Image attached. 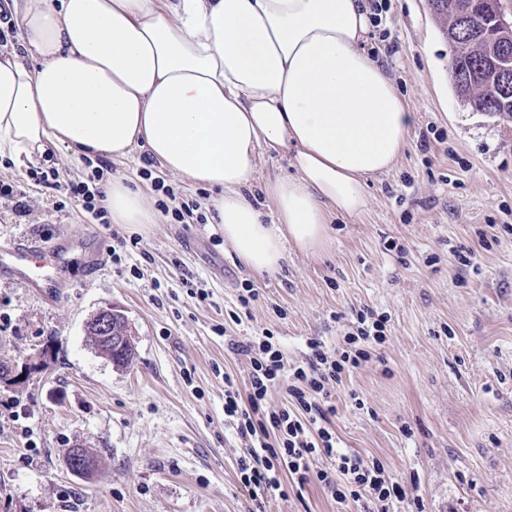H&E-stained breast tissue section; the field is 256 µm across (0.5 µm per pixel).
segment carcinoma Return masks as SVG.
<instances>
[{
    "mask_svg": "<svg viewBox=\"0 0 512 512\" xmlns=\"http://www.w3.org/2000/svg\"><path fill=\"white\" fill-rule=\"evenodd\" d=\"M448 10L432 11L442 24L451 49L450 77L458 96L478 112H488L512 120V102L499 97L489 56L486 29L488 16L472 0H447ZM104 353L118 366L129 364L133 348L119 350L104 345Z\"/></svg>",
    "mask_w": 512,
    "mask_h": 512,
    "instance_id": "obj_1",
    "label": "carcinoma"
}]
</instances>
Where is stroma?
I'll return each mask as SVG.
<instances>
[{
  "label": "stroma",
  "mask_w": 512,
  "mask_h": 512,
  "mask_svg": "<svg viewBox=\"0 0 512 512\" xmlns=\"http://www.w3.org/2000/svg\"><path fill=\"white\" fill-rule=\"evenodd\" d=\"M368 45L386 64L417 121L389 173L371 178L357 217L334 218L325 257L291 253L275 273L244 268L209 221L216 190L148 162L0 161V246L47 240L91 224L59 181L122 177L150 207L176 195L177 215L132 231L115 225L99 272L70 262L71 288L55 303L0 280V512H252L240 482L241 442L224 428V376L247 383V357L228 348L271 329L288 356L308 339L342 343L363 308L385 316L377 356L336 385L331 419L342 445L417 484L426 512H512V121L457 97L450 49L428 0H387ZM473 251L467 267L450 250ZM208 297H191L183 281ZM260 298L232 324L242 284ZM120 311L134 358L113 365L86 323ZM363 406H356V399ZM93 453L92 475L66 459ZM264 512H337L317 483L265 500Z\"/></svg>",
  "instance_id": "stroma-1"
}]
</instances>
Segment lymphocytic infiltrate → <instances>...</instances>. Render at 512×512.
<instances>
[{
    "label": "lymphocytic infiltrate",
    "instance_id": "obj_1",
    "mask_svg": "<svg viewBox=\"0 0 512 512\" xmlns=\"http://www.w3.org/2000/svg\"><path fill=\"white\" fill-rule=\"evenodd\" d=\"M386 325L372 311L358 312L355 330L330 351L319 342L308 344L304 360L288 361L270 336L230 340L233 353L251 365L246 389L232 377L224 379V424L245 443L238 460L240 481L255 504L286 496L287 480L305 485L317 480L342 506L373 504L377 512H424L419 496L388 474L377 458L342 448L328 426L336 412L333 389L371 358L374 345L384 343ZM282 389L289 406L270 404ZM327 461L315 471V457Z\"/></svg>",
    "mask_w": 512,
    "mask_h": 512
}]
</instances>
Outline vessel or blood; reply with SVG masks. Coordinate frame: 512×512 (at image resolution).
I'll use <instances>...</instances> for the list:
<instances>
[{"mask_svg":"<svg viewBox=\"0 0 512 512\" xmlns=\"http://www.w3.org/2000/svg\"><path fill=\"white\" fill-rule=\"evenodd\" d=\"M101 243V236L93 230L81 238L50 246L31 236L22 237L9 246L0 247V279L23 281L37 298L55 300L71 285L68 278L70 253L80 251L91 256Z\"/></svg>","mask_w":512,"mask_h":512,"instance_id":"b4317fda","label":"vessel or blood"}]
</instances>
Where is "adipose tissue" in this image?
Returning a JSON list of instances; mask_svg holds the SVG:
<instances>
[{"label": "adipose tissue", "mask_w": 512, "mask_h": 512, "mask_svg": "<svg viewBox=\"0 0 512 512\" xmlns=\"http://www.w3.org/2000/svg\"><path fill=\"white\" fill-rule=\"evenodd\" d=\"M17 43L0 50V157L66 150L129 157L221 194L210 221L239 262L275 272L322 254L333 216L368 204L416 122L363 47L366 0H12ZM290 152L291 175L250 190L259 150ZM113 223L156 217L116 179Z\"/></svg>", "instance_id": "ef3b65f1"}]
</instances>
